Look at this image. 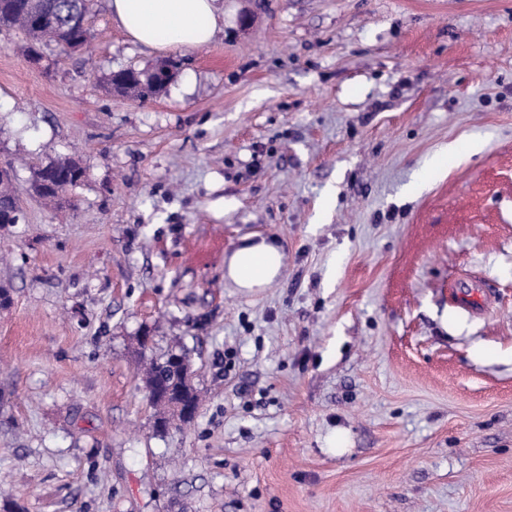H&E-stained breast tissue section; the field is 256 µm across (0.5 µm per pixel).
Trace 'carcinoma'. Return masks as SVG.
<instances>
[{"instance_id": "carcinoma-1", "label": "carcinoma", "mask_w": 512, "mask_h": 512, "mask_svg": "<svg viewBox=\"0 0 512 512\" xmlns=\"http://www.w3.org/2000/svg\"><path fill=\"white\" fill-rule=\"evenodd\" d=\"M90 0H0V32L18 31L24 35L22 53L29 59L40 54L41 49L55 44L63 54L67 46L91 40V31L70 21L76 16L89 13ZM159 66L167 69L166 79L157 78V68L137 69L127 67L113 71L106 79V90L146 101L158 96L174 76L177 63L164 60ZM85 177V170L69 159H54L32 170L28 192L41 200L61 207L66 194ZM23 215L20 195L12 178H4L0 172V228L12 227ZM187 354L182 346H176L159 357L148 358L145 383L148 387H173L180 390L179 401L199 407L200 395L197 389L184 382L179 368L171 363L178 355ZM148 402L154 408V432L163 436L168 429H180L193 422L161 397L153 395Z\"/></svg>"}]
</instances>
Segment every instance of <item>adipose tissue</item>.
<instances>
[{
    "mask_svg": "<svg viewBox=\"0 0 512 512\" xmlns=\"http://www.w3.org/2000/svg\"><path fill=\"white\" fill-rule=\"evenodd\" d=\"M113 18L135 43L157 50L207 44L224 23L220 0H110ZM283 251L267 239L244 238L226 261V278L252 290L282 274Z\"/></svg>",
    "mask_w": 512,
    "mask_h": 512,
    "instance_id": "ef3b65f1",
    "label": "adipose tissue"
}]
</instances>
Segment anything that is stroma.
I'll use <instances>...</instances> for the list:
<instances>
[{
    "label": "stroma",
    "mask_w": 512,
    "mask_h": 512,
    "mask_svg": "<svg viewBox=\"0 0 512 512\" xmlns=\"http://www.w3.org/2000/svg\"><path fill=\"white\" fill-rule=\"evenodd\" d=\"M223 2L198 48L109 0L86 54L0 32V512H512V0ZM169 58L157 97L104 87ZM57 157L87 174L54 210ZM251 235L284 254L254 292ZM143 335L202 398L163 437ZM49 172L58 173L62 178L48 181ZM84 177V168L76 162L54 159L33 168L27 191L46 203L63 207L69 189L80 183ZM20 195L14 186L12 174L4 180L0 172V228L13 227L19 224L23 211L20 206ZM283 251L266 238L247 236L226 261L225 277L237 288H266L282 274Z\"/></svg>",
    "instance_id": "obj_1"
}]
</instances>
